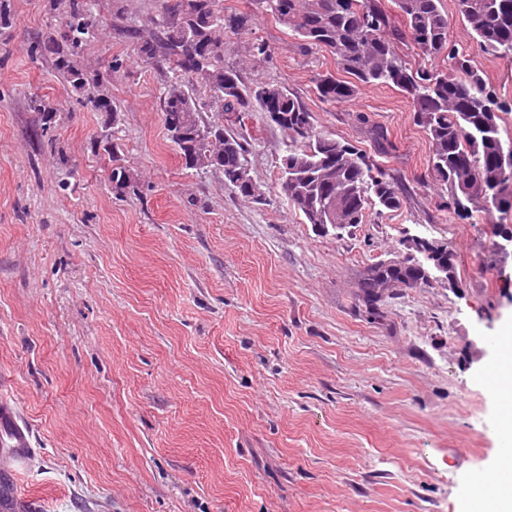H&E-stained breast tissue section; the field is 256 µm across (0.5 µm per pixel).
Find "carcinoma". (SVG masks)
Returning <instances> with one entry per match:
<instances>
[{
	"mask_svg": "<svg viewBox=\"0 0 512 512\" xmlns=\"http://www.w3.org/2000/svg\"><path fill=\"white\" fill-rule=\"evenodd\" d=\"M158 29L152 42L141 39L136 28V54L145 62L161 58L172 73L163 98L165 127L179 125L183 136L171 139L193 167L190 158L221 149L218 164L232 172L245 163L246 148L235 136L224 133L229 114L243 120L250 112L281 113L276 122L288 135V165L280 166V185L288 202L308 224L330 223L328 211L336 201V222L353 227L363 222L368 206L383 213L397 211L406 201L402 180L378 165L353 145L321 133L305 140L296 137L293 125L311 112L297 96L278 84L241 80L238 64L225 60L226 36L248 30L255 16H268L286 26L306 46L330 52L349 79L326 74L317 80L320 99L329 103L352 100L364 86H388L410 100L417 125L431 142L430 175L448 192L443 207L460 219L473 212L489 211L488 195L503 194L498 211L512 209V183L503 176L500 159L512 153V139L503 140L499 113L508 111L484 74L468 55L449 46L448 12L442 0H395L406 20L405 28L390 23L378 0H250V12H224V0H156ZM456 12L472 36L487 52L512 58V0H455ZM92 0H49V10L63 25L60 37L44 41L54 56L64 82L84 107L116 113L112 98L98 103L95 93L107 90L112 69H89L80 61L84 47L95 38L97 27ZM410 40L426 59L447 60L444 69L414 65L397 51ZM217 106L207 127L223 137L207 142L196 137L200 101L197 90ZM40 129H49L56 109L45 100L32 99ZM103 150L115 162L110 179L118 191L134 183L133 173L119 164L120 145L112 127L105 128ZM432 262L423 256L406 258L397 265L377 262L362 274V302L366 312L377 315L385 292L428 284Z\"/></svg>",
	"mask_w": 512,
	"mask_h": 512,
	"instance_id": "carcinoma-1",
	"label": "carcinoma"
}]
</instances>
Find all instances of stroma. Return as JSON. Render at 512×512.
<instances>
[{"instance_id": "obj_1", "label": "stroma", "mask_w": 512, "mask_h": 512, "mask_svg": "<svg viewBox=\"0 0 512 512\" xmlns=\"http://www.w3.org/2000/svg\"><path fill=\"white\" fill-rule=\"evenodd\" d=\"M97 0L85 64L111 69L115 132L133 188L115 191L95 142L107 113L77 105L51 55L48 0H0V377L33 428L17 484L44 512H463L496 474L500 411L482 377L512 327L491 247L512 212L457 218L428 174L431 143L407 97L361 88L319 99L336 73L270 18L229 36L244 83L286 87L318 132L401 176L400 210L362 224L305 222L279 186L288 139L263 114L225 131L244 140L259 188L187 167L164 128L161 61L134 53L155 0ZM448 39L512 101V60L484 51L443 0ZM269 58L246 63L248 49ZM56 109L40 133L33 97ZM420 234L455 255L459 288L400 289L381 321L360 300L364 269Z\"/></svg>"}]
</instances>
